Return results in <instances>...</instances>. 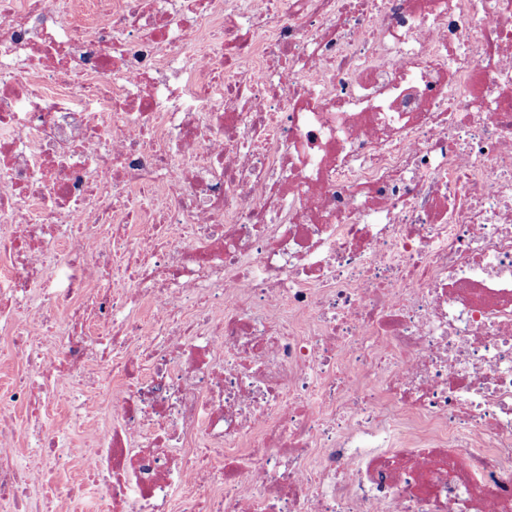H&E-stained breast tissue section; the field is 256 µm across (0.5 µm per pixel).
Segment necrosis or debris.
<instances>
[{
  "label": "necrosis or debris",
  "instance_id": "necrosis-or-debris-1",
  "mask_svg": "<svg viewBox=\"0 0 512 512\" xmlns=\"http://www.w3.org/2000/svg\"><path fill=\"white\" fill-rule=\"evenodd\" d=\"M4 66L0 412L120 379L41 437L100 512H512V0H0ZM11 342L12 328L0 322V390L12 384L20 369V364L8 355ZM40 421L48 427L65 432L69 442L76 447L91 445L98 429L112 427V412L99 384L89 382L77 393L75 403L53 404L48 395H43ZM80 416L82 425H71L73 418Z\"/></svg>",
  "mask_w": 512,
  "mask_h": 512
}]
</instances>
